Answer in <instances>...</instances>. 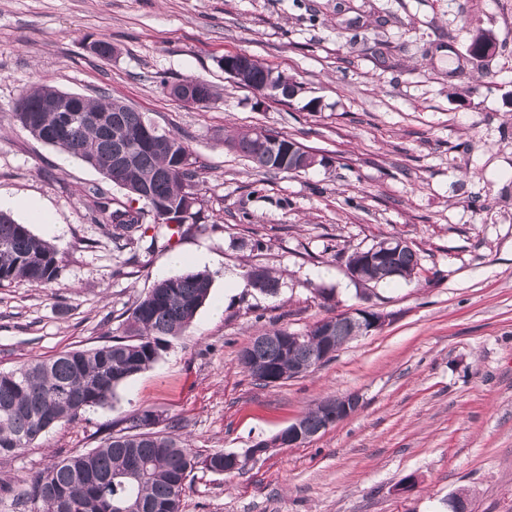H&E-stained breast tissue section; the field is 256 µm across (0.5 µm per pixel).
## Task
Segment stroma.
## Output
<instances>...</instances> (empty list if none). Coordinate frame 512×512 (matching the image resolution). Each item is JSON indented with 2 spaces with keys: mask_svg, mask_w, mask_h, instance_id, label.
I'll return each instance as SVG.
<instances>
[{
  "mask_svg": "<svg viewBox=\"0 0 512 512\" xmlns=\"http://www.w3.org/2000/svg\"><path fill=\"white\" fill-rule=\"evenodd\" d=\"M479 29L499 46L485 62L467 52ZM99 39L112 59L91 51ZM236 53L287 76L295 97L235 83L220 62ZM159 75L204 80L215 98L182 105ZM40 84L121 100L184 137L201 171L199 224L152 225L154 248L117 249L84 204L102 176L12 116ZM253 128L294 138L320 164L260 172L224 142ZM0 195L42 204L47 222L12 214L61 266L45 286H0V371L121 335L158 279L212 278L211 302L109 405L0 458L11 486L0 512H14L23 479L146 409L175 422L193 454L247 460L240 472L195 469L180 512H448L461 490L470 512H512V0H0ZM383 235L418 252V277L355 283L347 255ZM254 267L276 273L277 294L246 283ZM228 275L244 287L225 286ZM351 307L386 321L312 372L262 386L239 365L252 338L301 333ZM349 393L362 398L354 415L249 459L257 442Z\"/></svg>",
  "mask_w": 512,
  "mask_h": 512,
  "instance_id": "35a3bbf8",
  "label": "stroma"
}]
</instances>
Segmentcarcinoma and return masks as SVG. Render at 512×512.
I'll return each mask as SVG.
<instances>
[{
	"instance_id": "cac0c4a2",
	"label": "carcinoma",
	"mask_w": 512,
	"mask_h": 512,
	"mask_svg": "<svg viewBox=\"0 0 512 512\" xmlns=\"http://www.w3.org/2000/svg\"><path fill=\"white\" fill-rule=\"evenodd\" d=\"M60 93L49 85L27 91L13 107L15 121L34 139L71 153L138 201L139 187L125 186L123 172L112 165L115 146L131 144L129 166L140 174L152 203L114 209L108 189L97 186L86 195V206L105 235L129 247L139 244L146 221L165 222L159 206L179 210L186 197L194 195L198 170L192 151L183 138L165 132L162 136L171 148L154 146L145 138L153 123L117 99L83 98L80 119L63 127L61 113L40 111L44 101ZM102 115L106 116L104 124L99 122ZM227 142L257 168L280 173L257 136L245 131ZM179 152L191 156L188 165H174ZM393 262L404 272L405 281L419 274L420 257L411 247L395 252ZM347 268L360 282L389 281L384 269L364 255H350ZM255 273L262 290H278L279 278L269 270H250L247 276ZM59 274L56 248L10 212L0 210V284L22 280L41 286L54 282ZM211 287L212 279L205 271L159 279L129 309L123 335L91 349L67 351L0 371V458L37 445L59 422H75L86 410L112 402L119 385L156 361L167 337L189 328ZM362 335L358 321L342 320L336 324L335 345L339 348ZM317 360L311 343L297 340L296 334L285 329L255 337L239 353L242 367L263 386L302 370L308 372ZM328 422L323 402L299 419L301 428L310 434L327 428ZM156 424L154 412L144 410L130 419V425L109 433L101 446L54 460L22 481L12 505L28 512H150L151 505L169 503L171 512H179L189 474L199 465L211 471L224 469V453L201 459L168 429H155Z\"/></svg>"
}]
</instances>
